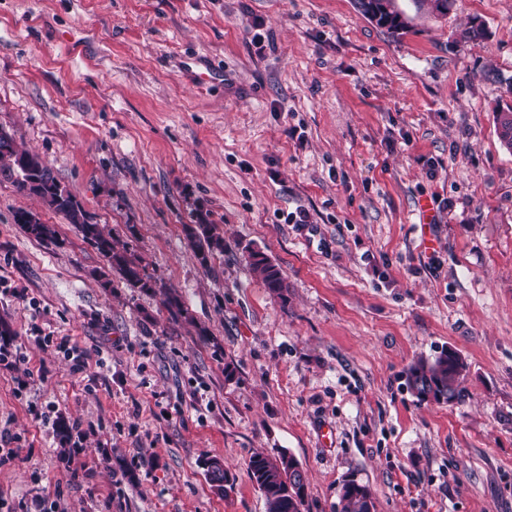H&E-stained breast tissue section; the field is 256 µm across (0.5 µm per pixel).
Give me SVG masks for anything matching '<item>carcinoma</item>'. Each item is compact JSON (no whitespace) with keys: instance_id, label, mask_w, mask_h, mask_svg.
<instances>
[{"instance_id":"1","label":"carcinoma","mask_w":512,"mask_h":512,"mask_svg":"<svg viewBox=\"0 0 512 512\" xmlns=\"http://www.w3.org/2000/svg\"><path fill=\"white\" fill-rule=\"evenodd\" d=\"M354 5L364 17L393 36L401 35L409 29L408 18L396 0H354ZM497 124L502 144L512 149V112L500 113ZM0 176L12 180L20 191L41 198L50 208L62 214L99 251L107 261V267L97 273L103 285H110V275L116 272L127 288L149 292L158 287L164 291L165 304L171 314L175 317L183 314L175 291L158 283L147 272L140 257L119 245L113 237L104 234L101 225L57 180L39 155L19 148L14 138L2 129ZM29 215L28 211L18 212L16 223L22 225L35 239H54V230L50 225L40 221L33 224L25 220ZM184 231L201 265L208 266L211 257L224 252V230L209 219V212L202 207H195L192 223L184 225ZM248 263L270 292L287 300L288 288L279 268L264 254L255 251L248 255ZM465 372L466 364L462 358L452 359L448 357V352L443 351L432 360H420L411 365L407 372V387L420 400L431 396L438 401H455L462 395L461 380ZM211 461L213 465L207 468L206 475L211 485L225 496L233 489L234 477L224 467L221 458L213 457ZM248 475L264 496L267 512H304L307 484L300 483L299 463L292 456L285 453H257L249 461ZM340 500L341 512H375L371 492L363 484L342 487Z\"/></svg>"}]
</instances>
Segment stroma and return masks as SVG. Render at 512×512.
Masks as SVG:
<instances>
[{"mask_svg": "<svg viewBox=\"0 0 512 512\" xmlns=\"http://www.w3.org/2000/svg\"><path fill=\"white\" fill-rule=\"evenodd\" d=\"M397 4L399 37L353 0H0V129L187 312L103 286L98 250L0 178V342L28 358L0 361V512H266L257 451L299 462L305 512H341L349 477L376 512H512V0ZM198 205L224 228L205 266ZM65 340L100 364L73 370ZM448 348L464 399L418 400L409 367ZM209 212L197 206L192 212V224H185L186 238L195 250L201 265H208L210 258L224 250V230L209 219ZM33 216L31 212L21 211L16 214V224H21L24 230L33 238L45 241V240H54V230L49 224H43L38 217V221L35 224H32L29 221L25 220V217ZM248 263L253 273L261 279L270 292L276 294L280 299H287L288 288L280 269L272 264L264 254L251 252L248 255ZM209 461H212L213 465L207 468L208 480L218 492L226 496L228 491L233 489L234 477L224 467V461L221 458L211 457Z\"/></svg>", "mask_w": 512, "mask_h": 512, "instance_id": "35a3bbf8", "label": "stroma"}]
</instances>
